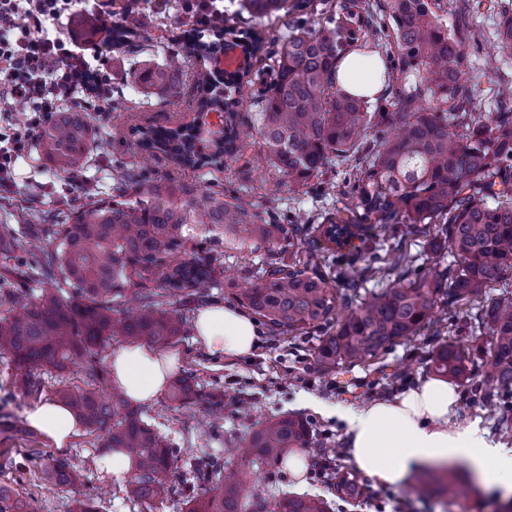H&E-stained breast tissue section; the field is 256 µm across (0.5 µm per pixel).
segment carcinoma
Here are the masks:
<instances>
[{
  "label": "carcinoma",
  "instance_id": "cac0c4a2",
  "mask_svg": "<svg viewBox=\"0 0 512 512\" xmlns=\"http://www.w3.org/2000/svg\"><path fill=\"white\" fill-rule=\"evenodd\" d=\"M453 25L433 10L432 0H239L224 21L207 35L197 28L182 31V56L204 58L219 45L239 43L259 64L214 75L205 67L191 70L193 111L217 112L221 135H205L191 121L137 130L138 154L162 152L182 169L224 171L243 157L249 140L260 152L247 160L256 169L272 168L288 185L305 187L322 169L337 161H356L346 170L334 207L321 221L279 223L272 209L248 193L202 186L191 180L171 185L146 179L137 164L112 174V198L87 196L69 224H41L18 237L0 231V251L20 249L36 293L19 297L17 284L0 274V303L13 309L0 317V358L24 374L20 385L31 390L33 372L59 371L77 363L89 382L58 392L103 450L123 448L135 465L126 497L146 502L166 495L171 473L183 462L177 450L148 424L141 410L114 391L107 398L102 351L114 338L167 345L187 321L188 303L219 287L224 254L184 253L189 224L224 230L249 242L250 252L266 258L237 299L284 336L329 326L316 352L324 371L375 361L379 352L438 324L439 308L447 319L471 317L467 333L475 353L451 342L432 340L427 365L433 372L467 385L474 380L475 358L483 353L480 337H489L474 397L494 408L500 429L512 431V293L503 292L471 314L475 300L512 272V92L483 112L476 85L465 70L467 50L462 30L470 29L468 0H456ZM248 12L256 19H288L283 38L265 32L246 33L235 18ZM112 45L144 50L141 23L116 17L107 27ZM373 39L396 48L394 77L386 91L391 110H370L367 101L336 84V63L359 41ZM495 48L512 54V13L501 12ZM183 65L146 62L134 72L144 95H175ZM256 124H246L239 108L255 83ZM96 140L94 116L72 107L53 113L41 129L36 150L60 173H74L91 159ZM370 232L372 245H351ZM331 243L313 248L315 233ZM429 239L433 250L450 260L424 266L419 256L402 251L408 235ZM57 240L56 248L44 246ZM341 264L332 274L323 261ZM396 276L394 285L366 288L376 275ZM173 307L162 308L163 299ZM169 400L178 408L219 409L190 375L171 384ZM308 423L293 415L267 420L249 437L251 467H273L288 452L304 448ZM45 480L73 486L79 474L67 458L44 465ZM452 469L426 468L415 489L446 494ZM210 487L191 488L187 512H269L262 497L247 495L244 472L231 463L208 473ZM336 493L357 496L353 479L336 475ZM0 512H30V505L0 487ZM70 512H100L84 494L72 500ZM275 512H332L320 497L283 495Z\"/></svg>",
  "mask_w": 512,
  "mask_h": 512
}]
</instances>
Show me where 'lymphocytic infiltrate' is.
Wrapping results in <instances>:
<instances>
[{"mask_svg": "<svg viewBox=\"0 0 512 512\" xmlns=\"http://www.w3.org/2000/svg\"><path fill=\"white\" fill-rule=\"evenodd\" d=\"M72 0H0V107L28 103L23 131L0 132V180L10 177L30 136L61 104L105 111L110 78L61 31Z\"/></svg>", "mask_w": 512, "mask_h": 512, "instance_id": "obj_1", "label": "lymphocytic infiltrate"}]
</instances>
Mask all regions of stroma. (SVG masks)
I'll return each instance as SVG.
<instances>
[{
  "label": "stroma",
  "mask_w": 512,
  "mask_h": 512,
  "mask_svg": "<svg viewBox=\"0 0 512 512\" xmlns=\"http://www.w3.org/2000/svg\"><path fill=\"white\" fill-rule=\"evenodd\" d=\"M508 0H471V20L480 38L468 44L467 72L478 88L485 111H493L495 101L503 89L512 88V56L499 55L495 50L499 12ZM139 12L143 17L141 42L144 55L112 51L104 58L103 67L109 74L114 96L135 103L131 112H100L96 115L98 132L111 145L104 153L93 154L81 172L91 193L108 199L112 196V173L116 166L134 161L133 151L141 126L165 125L174 116L191 112L192 85L184 83L177 96L138 94L133 73L142 59L163 61L171 47L160 42L162 30L185 27L180 0H140ZM338 168H329L315 178L313 186L299 190L289 189L280 176L268 170L251 171L246 160L228 163L220 180L226 184L245 186L254 202L286 211L289 215H307L316 207V195L323 188L339 183ZM39 202L40 221L44 224L66 223L69 215L83 199L72 184L71 177L54 172L42 164L36 150H29L19 159L13 181L0 187V229H19L24 221L20 209L26 199ZM191 243L199 251H218L224 255V277L218 288L199 300V307L222 303L237 306L235 289L244 287L258 261L256 255L239 242L224 237L219 231L200 224L188 227ZM259 334L253 350L233 358L211 356L194 339L193 329L170 343V350L179 355L178 372L194 373L205 393L223 398H234L236 406L224 409V418L212 423L199 412L175 409L167 394L143 405V416L155 430L174 447L189 450L191 456L205 455L244 464L239 450L244 447L250 433L262 422L282 415L293 414L306 420L310 428V441L304 454L307 470L303 480H295L287 468L272 467L263 471L247 470L248 493H260L267 500H275L282 493L316 494L331 502L334 512H492L486 500L497 493V485L480 481L474 486H456L448 496V507H441L429 496L417 495L411 484L389 487L361 472L346 454L345 425L331 414L339 404L356 406L368 401L395 398L415 387L427 372L426 357L431 338V327H424L418 336L398 344L383 356L389 371L401 373L402 379L394 389L384 391L373 388V373L363 366L325 372L315 362V352L322 330L312 329L295 338L272 335L266 325H259ZM15 372L0 361V452L13 457L17 466L0 470V485L17 491L30 501L34 512H69L71 500L81 493L98 496L105 512H183L187 474L178 471L172 479L171 489L164 499L153 504H134L126 500L121 486L111 483L96 466L98 441L95 436L79 432L66 451L81 473L76 486L52 487L46 484L41 469L26 459L27 449H41L44 459L57 455L54 447L27 425V410L39 401L52 400L57 389L82 384L84 377L77 367L56 372L38 370L34 380L41 392L26 395L15 382ZM323 448H339L343 454L336 466L354 477L363 494L357 499H341L336 495L335 481L316 475L318 453Z\"/></svg>",
  "instance_id": "obj_1"
}]
</instances>
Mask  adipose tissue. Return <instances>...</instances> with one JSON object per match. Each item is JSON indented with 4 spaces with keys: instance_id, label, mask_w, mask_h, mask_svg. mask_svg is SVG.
I'll use <instances>...</instances> for the list:
<instances>
[{
    "instance_id": "1",
    "label": "adipose tissue",
    "mask_w": 512,
    "mask_h": 512,
    "mask_svg": "<svg viewBox=\"0 0 512 512\" xmlns=\"http://www.w3.org/2000/svg\"><path fill=\"white\" fill-rule=\"evenodd\" d=\"M385 76L383 58L369 50L350 51L337 64L338 86L355 97L375 98ZM193 327L197 340L215 356L245 355L256 343L254 321L226 305L201 309ZM177 360L173 352L161 354L142 344H124L112 353V379L129 400L148 403L163 392ZM457 407L455 389L444 379L426 376L394 399L339 405L335 411L347 426L354 463L380 483L399 486L415 468L465 460L486 481L512 491V449L489 440L478 423H462ZM26 419L30 428L60 450L79 426L58 401L35 404Z\"/></svg>"
}]
</instances>
